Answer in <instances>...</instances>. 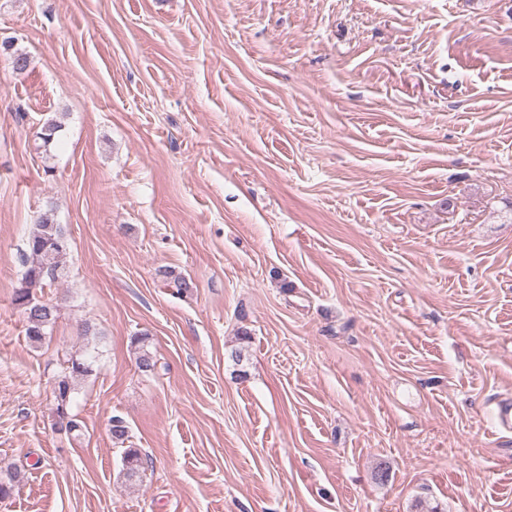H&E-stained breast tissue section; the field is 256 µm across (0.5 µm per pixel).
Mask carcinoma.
<instances>
[{
  "mask_svg": "<svg viewBox=\"0 0 512 512\" xmlns=\"http://www.w3.org/2000/svg\"><path fill=\"white\" fill-rule=\"evenodd\" d=\"M0 52L8 55L14 70L23 72L29 65L25 52L15 47L14 42L0 43ZM25 256L29 264L22 273L20 287L15 289L13 303L26 319V336L34 347L43 345L47 339V330L58 317V306L37 295L54 283L68 276L70 240L62 225L57 223L54 208L46 209L39 218L35 230L25 243ZM93 372L92 358L71 352L60 360L55 375L52 395L55 415L67 419V434L77 439L83 434L84 421L72 413V401L78 383ZM110 433L113 441L124 443L128 438V426L120 416L110 419ZM144 460L140 449L126 448L123 455L122 474L125 480L132 482L139 478Z\"/></svg>",
  "mask_w": 512,
  "mask_h": 512,
  "instance_id": "obj_1",
  "label": "carcinoma"
}]
</instances>
